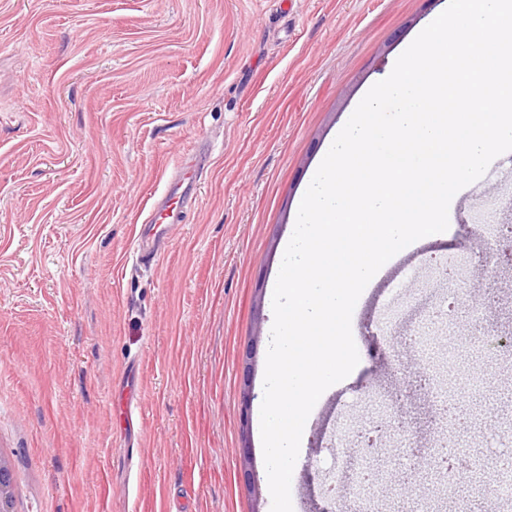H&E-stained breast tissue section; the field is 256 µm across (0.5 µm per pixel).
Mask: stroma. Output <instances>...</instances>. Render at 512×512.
I'll return each instance as SVG.
<instances>
[{"mask_svg":"<svg viewBox=\"0 0 512 512\" xmlns=\"http://www.w3.org/2000/svg\"><path fill=\"white\" fill-rule=\"evenodd\" d=\"M447 5L0 0V456L13 512H270L266 293L297 201L366 89ZM189 156L204 163L198 189L160 259L137 264L134 234ZM467 190L444 236L403 250L362 292L359 362L303 431L291 481L302 512H358L355 473L336 497L324 492L330 452L359 455L358 419L403 412L433 453V399L406 387L415 365L453 384L464 447L479 453L494 429L512 441V355L495 345L512 334V274L506 260H472L486 225L502 221L493 200L512 198V151ZM432 257L452 259L453 277L430 269ZM453 288L452 321L431 320ZM132 374L142 420L123 430L115 407ZM372 465L380 512H406L394 450Z\"/></svg>","mask_w":512,"mask_h":512,"instance_id":"obj_1","label":"stroma"}]
</instances>
